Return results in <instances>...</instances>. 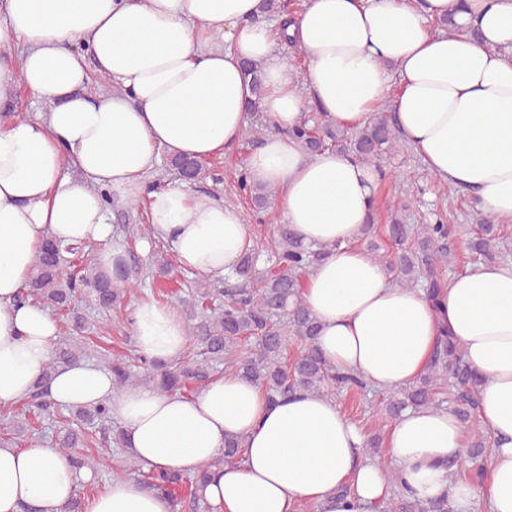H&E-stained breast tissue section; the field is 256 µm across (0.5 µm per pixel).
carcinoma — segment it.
<instances>
[{
  "instance_id": "1",
  "label": "carcinoma",
  "mask_w": 512,
  "mask_h": 512,
  "mask_svg": "<svg viewBox=\"0 0 512 512\" xmlns=\"http://www.w3.org/2000/svg\"><path fill=\"white\" fill-rule=\"evenodd\" d=\"M286 14L288 5L283 0H261L257 19ZM243 70L253 87L254 99L249 106L251 111L257 112L263 96L261 67L246 61ZM288 135L310 153L323 148L336 149L355 155L380 172L383 158L400 144L394 121L383 114L353 130L324 124L315 133L304 122L288 130ZM168 166L179 180L191 186L214 178L210 169L194 158H174L168 161ZM238 187L250 196L258 212L265 210L274 196L273 189L251 185L244 177L240 178ZM386 232L397 246L394 257L384 260L392 280L401 287L422 286L432 305H439L443 290L448 286L446 269L452 264L451 230L443 214H436L435 220L428 224H406L396 213L386 225ZM83 249L82 245L61 249L46 240L19 297L22 303L33 301L65 312L74 328V334L59 337L34 391L24 399V404L51 420L55 445L75 468L95 471L104 467V453L77 455L71 449L94 442L93 435L85 431L84 426L96 424L103 430L102 444H126L121 430L113 431L110 436L105 434L111 422V407L106 402L73 406L64 414L55 409L43 386L59 365L81 360L82 338L90 331V326L78 304L90 300L99 309L109 311L139 287L140 277L136 261L124 262L114 278L101 269L96 256L90 252L82 260L81 268L74 272L71 256L82 253ZM467 249L477 265L501 257L495 225L479 223L478 231L467 241ZM321 257L322 252L303 246L290 226L281 224L273 239L240 257L233 277L224 281V287L219 288L201 278L192 280L188 285L191 289L189 317L196 323L188 330L204 358L187 355L169 363L142 358L144 373L140 375L132 370L129 359L115 354L106 358L114 390L136 385H150L163 394L177 393L192 386L202 389L211 382V370L217 364L260 385L272 399L297 391L327 397L336 389H366L367 383L359 376L337 372L314 344L318 325L301 298V288L309 270ZM221 295L224 296L222 309L204 308L205 303ZM290 336L298 340V349L295 361L288 368L284 356ZM445 388L448 389L449 409L461 422L466 423L478 415L480 381L466 361L462 347L447 334L440 337L424 374L412 385L389 396L379 406V411L394 419L409 407L440 409L443 401L436 398V394ZM491 453V437L478 434L466 440L460 460L448 463V467L454 475L466 472L471 483L480 485ZM241 460L242 442L230 437L224 440L222 455L191 475L171 469L147 470L132 457L126 468L112 472V477L120 479L132 473L141 476L143 486L170 499L173 512L188 509L210 512L202 491L212 470ZM382 512H448V503L444 500L424 502L397 488Z\"/></svg>"
}]
</instances>
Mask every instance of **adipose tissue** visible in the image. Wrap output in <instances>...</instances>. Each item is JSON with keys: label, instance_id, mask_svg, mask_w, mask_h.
I'll return each mask as SVG.
<instances>
[{"label": "adipose tissue", "instance_id": "adipose-tissue-1", "mask_svg": "<svg viewBox=\"0 0 512 512\" xmlns=\"http://www.w3.org/2000/svg\"><path fill=\"white\" fill-rule=\"evenodd\" d=\"M260 0H0V103L17 85L45 109L0 121V403L32 391L58 339L41 305H17L46 239L98 245L114 268L113 203L148 200L149 236L182 269L220 281L252 246L242 210L179 184L150 189L163 158L224 154L242 138L252 87L242 63L262 68L263 110L275 131L249 155L251 183L273 188L296 237L320 247L302 298L319 323L316 345L337 370L379 389L416 381L442 334L455 337L481 381L478 416L494 451L482 487L450 478L464 429L445 410L409 409L385 446L402 484L450 512H512V264L453 277L439 307L419 288L394 285L358 247L380 175L355 157L307 154L287 129L313 95L323 120L359 128L392 105L402 138L442 183L469 191L479 209L512 223V0H303L291 21H257ZM451 19L453 33L432 30ZM290 40L305 72L277 51ZM108 81L88 90L90 72ZM130 321L141 356L169 362L188 330L172 307L138 301ZM65 406L104 400L128 451L144 465L196 472L243 439L240 463L216 471L212 512H293L296 502L349 491L336 512H376L391 494L366 434L333 399L306 392L270 401L235 374L194 397L152 386L123 392L110 373L80 362L48 386ZM89 470L56 449L0 448V512H57ZM84 512H172L139 482H112Z\"/></svg>", "mask_w": 512, "mask_h": 512}]
</instances>
